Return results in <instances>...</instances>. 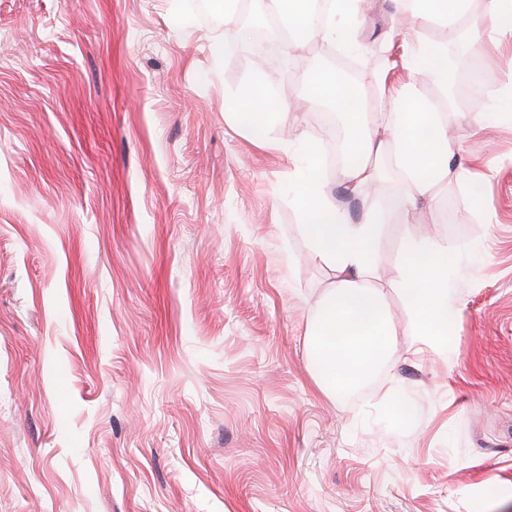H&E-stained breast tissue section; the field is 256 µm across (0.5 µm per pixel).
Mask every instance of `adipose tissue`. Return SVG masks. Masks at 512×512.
<instances>
[{
    "label": "adipose tissue",
    "instance_id": "obj_1",
    "mask_svg": "<svg viewBox=\"0 0 512 512\" xmlns=\"http://www.w3.org/2000/svg\"><path fill=\"white\" fill-rule=\"evenodd\" d=\"M265 13L279 19L292 35L335 40L344 48L357 46L353 24L362 0H331L327 19L312 25L309 0H260ZM392 36L409 48L407 65L415 82L428 93L405 98L390 93L377 105L354 98L345 83L326 75L315 79L320 98L335 104L351 147V160L341 173L346 188L369 198L385 180L398 186L405 207L434 205L450 182L479 181L466 159L448 138L457 112H443L448 97L447 47L425 39L432 25H459L471 30L469 53H484L512 42V0H390ZM491 39H483V32ZM318 149L306 145L307 170L295 171L297 203L307 215L302 227L314 259L331 266L332 291L321 304L311 329L310 346L319 385L341 396L369 377L393 344L395 331L379 289L371 285L378 271L379 226L386 221L375 208L357 222L347 218L325 182L314 174ZM405 258L400 285L415 312L416 333L435 345L451 335L460 308L448 293V252L431 250L419 238L402 243Z\"/></svg>",
    "mask_w": 512,
    "mask_h": 512
}]
</instances>
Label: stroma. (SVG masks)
<instances>
[{"mask_svg":"<svg viewBox=\"0 0 512 512\" xmlns=\"http://www.w3.org/2000/svg\"><path fill=\"white\" fill-rule=\"evenodd\" d=\"M188 0H0V512H512V112L450 135L484 178L395 204L379 242L393 346L324 392L310 330L336 280L289 173L336 42L214 57ZM389 0H363L357 89L390 69ZM512 94V46L480 54ZM259 89L269 145L224 109ZM457 246L450 348L414 334L401 243ZM413 410L403 417L402 407Z\"/></svg>","mask_w":512,"mask_h":512,"instance_id":"obj_1","label":"stroma"}]
</instances>
